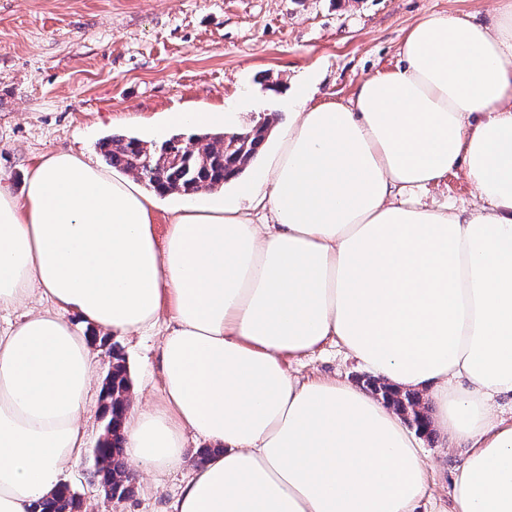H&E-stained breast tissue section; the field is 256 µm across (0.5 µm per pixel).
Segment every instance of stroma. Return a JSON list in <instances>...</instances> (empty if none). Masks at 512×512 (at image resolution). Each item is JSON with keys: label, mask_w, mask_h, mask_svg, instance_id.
Returning <instances> with one entry per match:
<instances>
[{"label": "stroma", "mask_w": 512, "mask_h": 512, "mask_svg": "<svg viewBox=\"0 0 512 512\" xmlns=\"http://www.w3.org/2000/svg\"><path fill=\"white\" fill-rule=\"evenodd\" d=\"M495 0H0V174L21 193L44 154L76 150L99 160V142L125 134L159 143L174 134L173 112H220L238 105L237 129L271 119L288 123L278 87L307 83L312 104L351 98L356 84L394 68L408 30L445 11L489 20ZM464 172L448 174L424 203L472 206ZM161 317L141 336L110 337L133 387L159 393ZM302 379L364 383L368 371L329 343L289 359ZM89 450L63 481L89 512H165L194 460L157 477L133 479L132 494L105 500L90 480V450L104 434L100 400L86 407ZM433 497L417 512H448L454 473L465 449L422 436Z\"/></svg>", "instance_id": "1"}]
</instances>
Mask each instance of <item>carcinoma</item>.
<instances>
[{
    "label": "carcinoma",
    "mask_w": 512,
    "mask_h": 512,
    "mask_svg": "<svg viewBox=\"0 0 512 512\" xmlns=\"http://www.w3.org/2000/svg\"><path fill=\"white\" fill-rule=\"evenodd\" d=\"M270 120H265L242 132L233 133L224 141L215 134L174 135L155 146H146L135 137L114 135L99 144L104 163L110 168L134 171L138 178L155 192L165 195L180 193L194 195L202 190L215 189L237 178L261 152ZM112 358L103 385L101 413L104 417L105 438L98 442V463L92 473L106 500H121L132 493V477L126 465L122 429L125 401L130 390L127 368L122 357L108 348ZM370 388L386 399L398 402L403 413L411 414L409 422L420 430L428 429V413L414 393L400 394L369 381ZM81 495L67 485L39 501L33 512H82Z\"/></svg>",
    "instance_id": "1"
}]
</instances>
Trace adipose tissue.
I'll return each instance as SVG.
<instances>
[{
	"instance_id": "ef3b65f1",
	"label": "adipose tissue",
	"mask_w": 512,
	"mask_h": 512,
	"mask_svg": "<svg viewBox=\"0 0 512 512\" xmlns=\"http://www.w3.org/2000/svg\"><path fill=\"white\" fill-rule=\"evenodd\" d=\"M283 98L293 121L246 192L174 210L84 154L41 156L21 194L0 175V512H31L86 445L92 337L134 336L163 306L159 395L125 409L131 472L217 455L167 512H415L420 434L380 397L299 381L327 341L375 378L429 396L467 458L450 512H512V0L489 22L431 13L397 65L349 103ZM475 208L419 195L448 172Z\"/></svg>"
}]
</instances>
